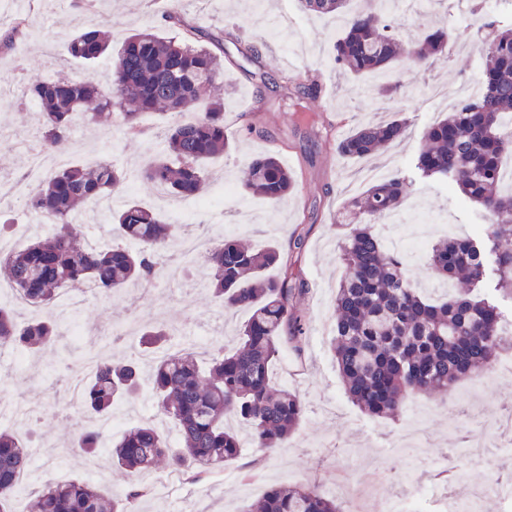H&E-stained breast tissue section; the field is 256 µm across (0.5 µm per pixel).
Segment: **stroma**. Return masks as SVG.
Masks as SVG:
<instances>
[{
  "instance_id": "1",
  "label": "stroma",
  "mask_w": 512,
  "mask_h": 512,
  "mask_svg": "<svg viewBox=\"0 0 512 512\" xmlns=\"http://www.w3.org/2000/svg\"><path fill=\"white\" fill-rule=\"evenodd\" d=\"M178 9L182 23L164 21L163 14ZM391 15L401 37L417 36L435 20H443L449 33L447 59L424 70L404 62L391 71L396 90L382 97L373 76L355 77L327 68L326 63L340 30L334 18L304 13L298 0H0V35H12L14 45L0 49V180L20 177L29 164V151L39 148L34 106L23 90L31 76L46 80L60 76L105 85L110 62L86 64L61 54L63 44L78 31L102 26L111 33L113 49L138 28L207 48L223 45L231 57L218 80L224 88V129L231 149L212 160L210 177L201 191L213 200V209L190 214L185 203L170 206L155 198L150 185L136 181L116 192L117 202L133 199L155 209L170 223L200 225L216 240L232 236L262 248L275 243L287 246L298 233H306L302 251L288 255L297 281L306 294L302 309L307 332L271 368L276 384L293 388L307 405L305 417L285 447L262 451L244 442L237 460L215 470L201 482L182 479L169 492H149L135 505L136 512H240L276 484H313L326 495L342 501L346 512H386L389 502L405 498L409 488L403 475L415 471L419 481L435 491H448L458 500L470 498L496 470L512 468V450L488 449L484 462H465L463 478L445 483L438 462L448 448L459 445L464 429L449 414L457 404L467 417L478 418L480 428L512 411V377L487 371L477 380L458 384L448 395L408 400L400 421L373 418L354 406L345 394L331 342L334 336V298L343 277L338 242L345 228L336 216L345 201L366 190L369 170L379 168L411 171L425 127L443 118L465 86L478 82L481 60L477 51V24L470 7L458 0H392ZM264 39L259 55L243 58L239 42ZM320 69V89L302 100H292L285 88L263 84V77L307 76ZM404 115L409 125L402 140L372 159L348 160L334 147L336 135L349 134L368 118L390 120ZM255 124L257 133L243 131ZM142 137H121L117 125L95 134L73 127L63 148L70 163L94 165L109 160L134 171L163 149V124L144 115ZM274 152L298 177V190L280 201L234 194L225 199L218 184L221 176L239 181L249 158ZM404 228L435 222L431 239L442 238V225L456 236L474 234L485 224L480 210L444 183L416 180L403 211ZM200 268L191 262L180 275L183 292L171 291L168 281L158 279L147 288L133 286L120 296L90 298L80 319L103 332L129 323L164 325L175 336L167 349L196 348L199 328L213 323L209 352L231 350L238 326L247 311L224 312L210 292L191 291ZM76 341L61 333L55 347L42 353H26V365L16 366L17 353L0 348V403L25 401L39 414L19 433L33 440L35 469L41 478L65 482L93 480L87 460L68 455L73 435L57 414L63 382L77 367L63 356ZM416 426L419 447L397 448L395 435Z\"/></svg>"
}]
</instances>
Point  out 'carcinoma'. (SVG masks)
<instances>
[{"label": "carcinoma", "instance_id": "1", "mask_svg": "<svg viewBox=\"0 0 512 512\" xmlns=\"http://www.w3.org/2000/svg\"><path fill=\"white\" fill-rule=\"evenodd\" d=\"M299 3L307 13L342 21L330 63L354 76L383 72L402 59L429 67L447 57L449 33L443 26L435 24L407 41L381 8L352 12L350 0ZM478 31L488 38L478 44L477 92L457 98L448 117L425 128L413 160L421 177L445 182L486 218L481 237L445 238L426 253L435 277L457 280L463 288L443 298L422 294L408 275L407 255L385 248L374 230L402 206L413 185L406 173L387 174L346 204L359 222L350 225L340 244L344 276L335 298L332 352L352 403L374 417L395 420L411 397L446 395L462 380L488 371L500 350L512 348L498 307L480 296L488 255L498 275L496 289L512 294V191L501 192L499 177L502 157L512 151V132L503 127V118L512 117V24L485 16ZM109 48V36L98 27L79 31L64 45L72 59L94 63L111 58L104 87L83 80L30 79L28 96L38 106L41 150L61 149L78 118L87 126H101L118 108L123 136L135 138L142 113L157 111L165 118L194 107V120L167 124L164 153L134 177L163 187L173 199L195 198L208 179V162L229 149L224 102L212 92L224 56L150 29L131 34L114 58ZM282 81L298 98L318 89L314 77L284 76ZM407 127L404 116L362 122L337 140L336 152L348 159H370L398 141ZM128 179L126 171L107 161L51 172L24 198V207L51 219L55 232L0 256V275L34 307L50 312L65 287L86 284L108 298L131 283L153 279L158 257L179 225L128 200L110 212L107 223L136 248L99 251L87 246L73 223L88 201L112 196ZM242 183L245 194L271 201L296 189L293 173L275 153L250 159ZM205 263L207 287L222 307L247 309L250 315L240 329L239 345L210 355L205 368L190 350L167 353L153 363L152 389L159 410L177 426V445L150 425L129 429L116 443L96 429H82L67 453L109 454L127 474L125 490L110 493L85 480H42L30 489L35 512H130L143 495L139 478L161 462L197 478L222 468L241 448L238 434L224 426L228 417L245 425L256 448L269 451L288 443L306 405L296 392L276 387L270 371L282 346L307 330L300 308L304 290L289 272L288 256L276 245L258 250L226 237L205 255ZM274 266L280 275L272 280L266 271ZM56 336L55 315L21 325L14 310L0 304L1 347L41 349L55 344ZM138 380L133 364L103 357L83 386V407L107 416L120 399L135 392ZM23 473L34 474L30 449L14 431L0 428V512H11ZM242 512H341V507L314 486L280 484Z\"/></svg>", "mask_w": 512, "mask_h": 512}]
</instances>
